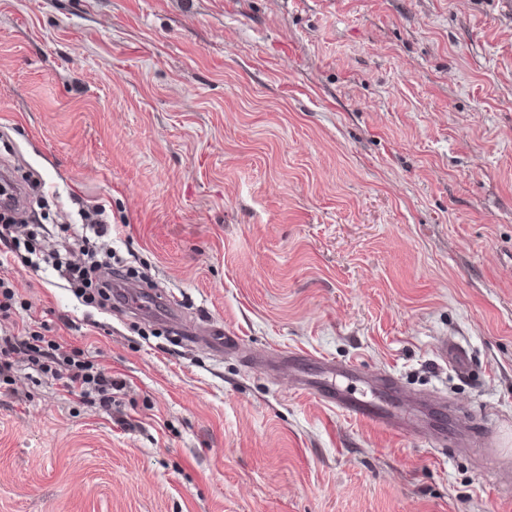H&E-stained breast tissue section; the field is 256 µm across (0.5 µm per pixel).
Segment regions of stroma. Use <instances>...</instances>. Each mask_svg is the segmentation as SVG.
Returning a JSON list of instances; mask_svg holds the SVG:
<instances>
[{
  "mask_svg": "<svg viewBox=\"0 0 512 512\" xmlns=\"http://www.w3.org/2000/svg\"><path fill=\"white\" fill-rule=\"evenodd\" d=\"M0 171L37 250L0 337L47 338L0 380V512H512V0H0ZM90 205L176 323L48 262ZM70 369L68 373L57 374L58 380L63 381L66 388L71 391L80 389V393L84 396H91L97 393L102 399H108V394H112L113 387L117 384L112 375H108L101 370H94L93 366L85 364L79 360L70 361ZM302 389L312 391L330 408L343 413L355 415L374 423L383 424L394 430H406L397 414L387 408L379 407L372 401H366L353 396L347 390L336 388V385H323L317 381L298 377Z\"/></svg>",
  "mask_w": 512,
  "mask_h": 512,
  "instance_id": "obj_1",
  "label": "stroma"
}]
</instances>
